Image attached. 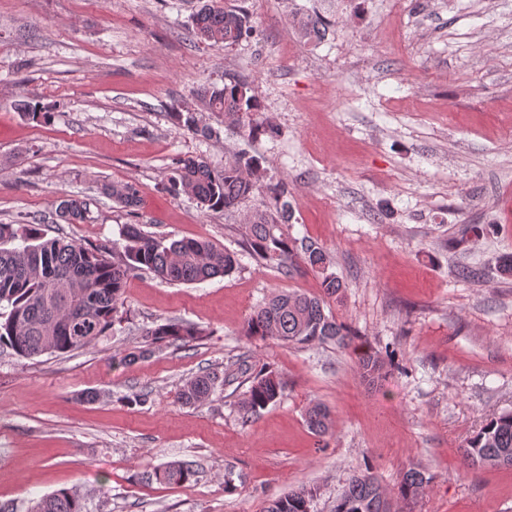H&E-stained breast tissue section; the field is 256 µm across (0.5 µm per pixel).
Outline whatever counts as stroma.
Here are the masks:
<instances>
[{"instance_id": "stroma-1", "label": "stroma", "mask_w": 512, "mask_h": 512, "mask_svg": "<svg viewBox=\"0 0 512 512\" xmlns=\"http://www.w3.org/2000/svg\"><path fill=\"white\" fill-rule=\"evenodd\" d=\"M198 0H0V224H38L83 245L121 247L123 225L239 252L245 211L206 212L165 185L175 158L212 169L240 151L287 183L288 231L322 246L344 290L330 303L357 342L390 358L369 384L353 349L286 346L243 334L278 289L320 294L314 274L283 275L241 254L228 276L126 282L116 321L77 351L24 359L0 348V507L77 490L89 512H265L292 488L333 512L354 471L393 489L411 466L430 479L398 512H512V468L467 465L461 445L512 411V0H245L254 38L196 42ZM320 16L324 37L304 23ZM246 79L271 133L248 140L204 112L196 89ZM54 109L35 123L15 108ZM203 111L204 138L171 114ZM132 182L140 204L115 202ZM96 199L87 224L54 223L61 198ZM474 278H462L463 269ZM198 326L189 347L132 364L145 329ZM276 403L243 418L259 369ZM211 398L176 394L200 371ZM330 412L325 436L306 409ZM195 480L166 485L170 461ZM233 489H226V480Z\"/></svg>"}]
</instances>
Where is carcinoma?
I'll return each instance as SVG.
<instances>
[{
    "instance_id": "cac0c4a2",
    "label": "carcinoma",
    "mask_w": 512,
    "mask_h": 512,
    "mask_svg": "<svg viewBox=\"0 0 512 512\" xmlns=\"http://www.w3.org/2000/svg\"><path fill=\"white\" fill-rule=\"evenodd\" d=\"M196 39L216 47H230L249 39L254 24L242 6L220 5L216 0H202L191 16ZM241 81L200 92L210 110L224 114V121L239 132L253 137L271 130L258 122L255 94L243 100L238 96ZM26 119L46 122L51 113L28 99L16 103ZM176 125L194 134L212 136L213 130L200 125L197 113L189 109L174 113ZM174 193L191 194L209 211H232L257 194H265L270 203L246 216L243 245L257 262L288 274L302 262L321 279L322 294L299 292L272 293L249 315L245 334L283 344H308L333 341L347 346L349 332L326 312L327 300L339 297L343 284L329 271L328 256L317 243L297 240L288 234L292 213L285 200V183L264 181L262 160L246 153L235 154L216 172L199 156L183 155L176 159L168 180ZM112 198L131 208L139 203L138 190L132 183L112 186ZM90 197H67L55 208L56 220L81 224L90 219ZM122 250L90 248L72 239L58 236L47 239L41 229L0 224V347L5 346L22 358L47 351L69 352L83 348L114 324L126 280L135 271H147L172 284H195L217 276H228L238 266V253L205 239L182 238L166 241L142 231L137 224L123 230ZM200 335L194 324L168 320L146 330L149 346L163 348L184 345ZM362 377L369 383L382 381L387 363L377 353L363 352L359 357ZM217 377L201 373L188 378L177 392V400L193 405L208 399ZM284 390L283 381L271 371L258 372L240 402L246 417L276 402ZM309 429L318 437L328 433L327 409L316 404L305 413ZM466 458L474 464L491 467L512 466V412L490 418L464 443ZM156 479L169 485H181L195 476L192 465L174 461L155 472ZM430 482L424 471L411 467L403 472L397 494L382 488L365 469L353 474L336 504L335 512H391L394 498L407 500ZM311 498L304 489H291L270 503L265 512H308ZM32 512H88L85 499L73 489H61L42 497Z\"/></svg>"
}]
</instances>
